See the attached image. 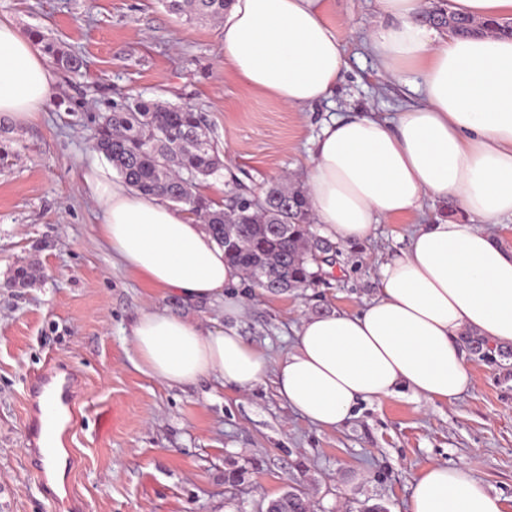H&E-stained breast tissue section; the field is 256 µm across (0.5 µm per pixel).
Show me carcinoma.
<instances>
[{
	"instance_id": "carcinoma-1",
	"label": "carcinoma",
	"mask_w": 512,
	"mask_h": 512,
	"mask_svg": "<svg viewBox=\"0 0 512 512\" xmlns=\"http://www.w3.org/2000/svg\"><path fill=\"white\" fill-rule=\"evenodd\" d=\"M232 0H168L170 11L188 21H219ZM423 19L449 33L468 36L482 32L512 33V21H476L438 8ZM43 51L66 72L81 68L80 59L65 46L35 34ZM95 149L118 174L144 195L161 196L189 207L216 241L225 259L247 281L259 279L277 293L302 288L319 276L324 255L336 250L313 227L310 203L303 187L289 178L270 182L255 199L237 194L228 207H215L197 192L199 183L221 166L220 151L203 131L199 113L160 100L136 99L115 104L101 115ZM41 279L37 259L16 266L5 287L24 290ZM463 343L481 359L511 360V346H492L467 333ZM275 512H308L306 493L293 487L272 500Z\"/></svg>"
}]
</instances>
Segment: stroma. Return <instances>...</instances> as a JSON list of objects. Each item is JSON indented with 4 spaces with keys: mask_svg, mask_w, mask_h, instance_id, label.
Listing matches in <instances>:
<instances>
[{
    "mask_svg": "<svg viewBox=\"0 0 512 512\" xmlns=\"http://www.w3.org/2000/svg\"><path fill=\"white\" fill-rule=\"evenodd\" d=\"M0 19L82 60L77 72L57 71L39 122L0 129V512H257L292 485L309 492L314 512H360L367 501L407 512L412 479L431 463L473 464L512 512V360L469 356L473 383L454 403L423 406L405 390L359 402L333 431L293 412L269 375L248 391L217 393L208 380L171 387L133 363L128 327L147 291L96 232L83 175L106 163L94 143L112 104L159 99L202 112L224 166L198 189L221 206L230 188L258 195L283 173L302 179L307 141L330 116H387L418 103L363 49L378 21L374 0H333L328 19L346 67L330 98L301 110L225 72L219 25L186 21L163 0H0ZM410 230L382 222L375 237L341 245L308 287L247 289L242 335L275 355L301 316L359 310ZM34 258L41 281L6 288L11 269ZM50 362L80 383L64 492L40 485L24 432L27 384ZM233 461L248 474L230 487Z\"/></svg>",
    "mask_w": 512,
    "mask_h": 512,
    "instance_id": "stroma-1",
    "label": "stroma"
}]
</instances>
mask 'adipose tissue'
I'll return each mask as SVG.
<instances>
[{
  "mask_svg": "<svg viewBox=\"0 0 512 512\" xmlns=\"http://www.w3.org/2000/svg\"><path fill=\"white\" fill-rule=\"evenodd\" d=\"M332 0H234L220 21L224 67L291 108L330 97L346 66ZM364 44L385 77L414 75L420 96L392 117L333 118L310 140L305 186L323 236L348 244L383 221L452 197L466 218L417 224L383 262L355 312L302 316L278 357L242 336L241 271L187 208L145 196L101 167L83 180L100 240L150 292L219 308L222 327L146 305L129 326L136 365L169 385L203 379L242 391L273 375L278 395L312 424L345 423L361 401L411 391L453 402L471 386L460 341L470 331L512 345V250L491 231L512 219V37H458L423 24L424 0H375ZM55 74L33 40L0 20V117L38 119ZM408 512H506L472 465L432 463L413 478Z\"/></svg>",
  "mask_w": 512,
  "mask_h": 512,
  "instance_id": "1",
  "label": "adipose tissue"
}]
</instances>
